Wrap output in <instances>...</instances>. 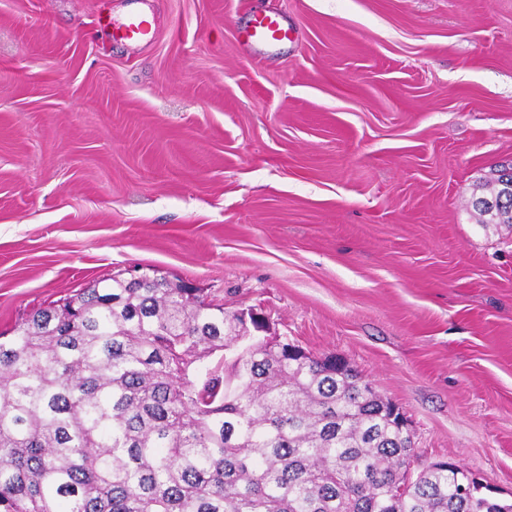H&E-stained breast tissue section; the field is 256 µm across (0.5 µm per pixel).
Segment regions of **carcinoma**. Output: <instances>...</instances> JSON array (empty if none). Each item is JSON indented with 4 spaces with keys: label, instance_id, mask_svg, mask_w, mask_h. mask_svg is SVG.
<instances>
[{
    "label": "carcinoma",
    "instance_id": "obj_1",
    "mask_svg": "<svg viewBox=\"0 0 512 512\" xmlns=\"http://www.w3.org/2000/svg\"><path fill=\"white\" fill-rule=\"evenodd\" d=\"M494 182L474 207L512 224ZM263 329L143 271L0 333V512H512L446 461L406 479L399 408Z\"/></svg>",
    "mask_w": 512,
    "mask_h": 512
}]
</instances>
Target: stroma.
<instances>
[{"instance_id": "obj_1", "label": "stroma", "mask_w": 512, "mask_h": 512, "mask_svg": "<svg viewBox=\"0 0 512 512\" xmlns=\"http://www.w3.org/2000/svg\"><path fill=\"white\" fill-rule=\"evenodd\" d=\"M155 37L111 29L128 11ZM288 44L250 53L249 15ZM512 0H0V332L132 267L342 354L512 499ZM293 29L288 19L275 12L254 14L246 28V41L252 47H276L291 40ZM494 190L491 197H479L474 207L484 216L486 224H512V192L506 193L507 184L512 182V167L501 165L496 169Z\"/></svg>"}]
</instances>
